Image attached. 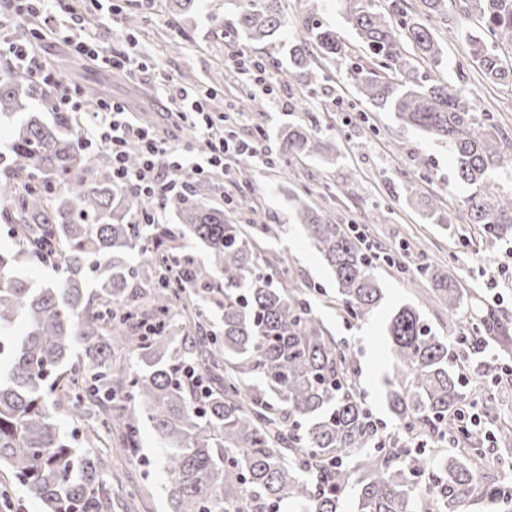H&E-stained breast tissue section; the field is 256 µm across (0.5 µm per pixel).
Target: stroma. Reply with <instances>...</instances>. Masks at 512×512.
Wrapping results in <instances>:
<instances>
[{"instance_id": "obj_1", "label": "stroma", "mask_w": 512, "mask_h": 512, "mask_svg": "<svg viewBox=\"0 0 512 512\" xmlns=\"http://www.w3.org/2000/svg\"><path fill=\"white\" fill-rule=\"evenodd\" d=\"M119 22L100 26L96 38L109 47L119 39L134 41L152 63L140 83L90 61L74 58L52 39L39 44L42 58L87 92L127 102L131 113L193 154L207 153L205 140L185 123L165 112L157 96L161 76L211 94L210 106L232 112L236 121L225 126L231 138L260 139L265 162L241 156L230 162L219 190L210 194L212 205L224 209L235 224H279L278 237L266 239L261 257H287L299 288H314L313 305L337 341L349 344L356 357V379L374 420L385 423V435H394L397 422L385 398L383 378L392 370L386 326L395 308L415 306L439 333L455 335L444 304L419 272L430 264L472 289L469 314L497 306L512 316V240L491 242L472 224L463 198L466 187L457 181L446 145L402 126L393 113L367 103L350 78L353 62L368 52L347 26L332 0H282L287 28L272 43H248L224 30V0H200L196 10L174 18L164 0H112ZM316 12L323 23L335 26L347 50L331 66L302 74L290 86L277 82V70L287 63L289 43L303 37V22ZM139 24L126 26L127 15ZM241 52L262 62L273 92L262 95V108H242L240 87L227 84L223 73ZM464 93L480 111L492 113L500 129L512 134V89L494 85L470 73ZM304 123L326 136L329 153L320 157L295 156L279 160L280 130ZM249 168L252 208L236 209L242 190L240 168ZM310 198L333 224H341L357 238L366 239L378 257L374 272L384 299L368 320L358 321L336 308V280L295 219L294 194ZM439 199L440 216L433 219L425 199ZM474 404L493 401L499 422L512 425V378L490 384L470 374L463 388ZM155 435L141 426V448L136 457L112 459V512H167L165 480L157 456Z\"/></svg>"}]
</instances>
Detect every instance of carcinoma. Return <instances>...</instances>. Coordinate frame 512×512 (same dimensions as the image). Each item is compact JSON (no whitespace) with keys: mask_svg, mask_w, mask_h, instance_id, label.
I'll use <instances>...</instances> for the list:
<instances>
[{"mask_svg":"<svg viewBox=\"0 0 512 512\" xmlns=\"http://www.w3.org/2000/svg\"><path fill=\"white\" fill-rule=\"evenodd\" d=\"M227 26L255 42L288 26L281 0H229ZM345 23L371 63L350 70L374 107L448 144L464 205L492 238L512 237V197L490 190L512 173V141L494 116L433 71L443 65L436 37L448 13L479 19L461 32L467 64L492 84L512 86V0H339ZM307 38L288 45L290 79L342 55L336 28L311 16ZM465 64V65H467ZM464 64L457 77H468ZM0 118L15 122L0 156L12 246L0 248V466L9 469L41 512H112V482L101 454L61 432L54 412L72 419L95 405L103 428L121 424L133 456L146 417L155 433L170 512H466L497 484L477 463L486 449L458 428L456 413L470 352L494 344L512 353V320L493 306L475 326L440 336L410 304L390 316L395 369L384 376L386 401L399 425L417 434L457 438L461 451L431 465L422 450L376 439L355 379V354L329 334L309 294L287 276V260L263 263L258 243L271 224L247 230L211 206V187L187 175L188 192L164 201L177 224H137L143 203L112 182L105 151L80 147L84 130L60 112L48 88L22 70L0 77ZM281 161L317 155L328 144L290 124L280 134ZM295 212L336 274L338 304L365 320L382 288L358 241L341 225L295 198ZM200 244L206 260L185 251ZM48 264L58 279L35 285L20 268ZM425 275L457 315L463 293L448 273ZM223 313L217 336L207 312Z\"/></svg>","mask_w":512,"mask_h":512,"instance_id":"obj_1","label":"carcinoma"}]
</instances>
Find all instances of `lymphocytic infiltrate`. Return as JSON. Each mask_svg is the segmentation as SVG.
Returning a JSON list of instances; mask_svg holds the SVG:
<instances>
[{"instance_id": "obj_1", "label": "lymphocytic infiltrate", "mask_w": 512, "mask_h": 512, "mask_svg": "<svg viewBox=\"0 0 512 512\" xmlns=\"http://www.w3.org/2000/svg\"><path fill=\"white\" fill-rule=\"evenodd\" d=\"M37 20L49 23V36L67 46L72 55L101 62L131 83L140 81L148 63L132 46L103 49L69 0H0V60L49 86L57 108L80 117L85 130L84 148L108 152L113 181L133 188L143 201L138 223L160 222L163 201L185 190L182 171L209 179L223 173L229 160L260 152L259 142L225 137L223 126L211 115L203 94L173 82L166 84L161 94L170 113L206 139L208 151L203 157L191 158L175 141L132 119L123 100H89L83 89L43 61L31 40L18 37V29ZM133 147L139 152V163L132 169L127 165V152Z\"/></svg>"}]
</instances>
